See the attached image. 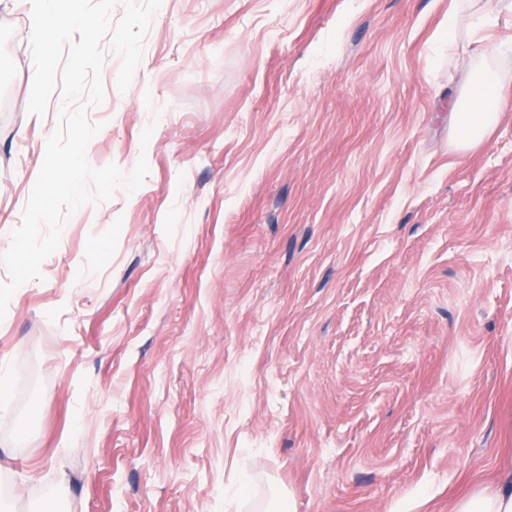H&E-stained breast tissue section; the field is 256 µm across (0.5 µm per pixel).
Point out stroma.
Returning a JSON list of instances; mask_svg holds the SVG:
<instances>
[{"mask_svg": "<svg viewBox=\"0 0 512 512\" xmlns=\"http://www.w3.org/2000/svg\"><path fill=\"white\" fill-rule=\"evenodd\" d=\"M161 0L66 221L0 320V512H452L512 465V0ZM0 0V254L59 123ZM149 142H142L145 128ZM504 99L493 77L472 73L465 93L458 97L450 112L454 142L460 149L478 145L495 128Z\"/></svg>", "mask_w": 512, "mask_h": 512, "instance_id": "obj_1", "label": "stroma"}]
</instances>
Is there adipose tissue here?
<instances>
[{"label": "adipose tissue", "instance_id": "obj_1", "mask_svg": "<svg viewBox=\"0 0 512 512\" xmlns=\"http://www.w3.org/2000/svg\"><path fill=\"white\" fill-rule=\"evenodd\" d=\"M503 105L493 77L472 74L450 118L456 146L469 149L478 145L495 128ZM452 512H512V470L504 471L496 485L479 489L457 502Z\"/></svg>", "mask_w": 512, "mask_h": 512}]
</instances>
